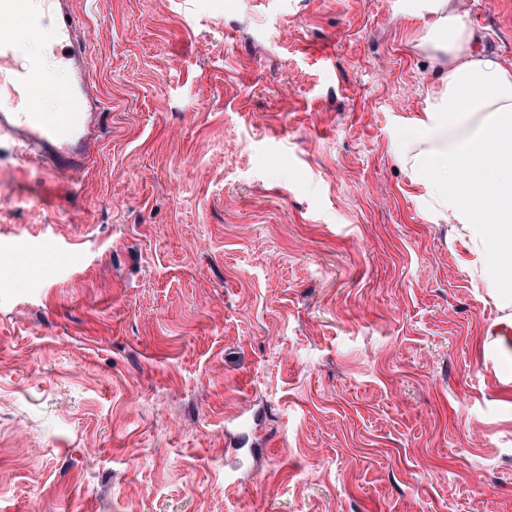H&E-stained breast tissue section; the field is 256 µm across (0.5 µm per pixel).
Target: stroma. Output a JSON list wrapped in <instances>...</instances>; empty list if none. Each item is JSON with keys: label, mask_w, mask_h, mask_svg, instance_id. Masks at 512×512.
Wrapping results in <instances>:
<instances>
[{"label": "stroma", "mask_w": 512, "mask_h": 512, "mask_svg": "<svg viewBox=\"0 0 512 512\" xmlns=\"http://www.w3.org/2000/svg\"><path fill=\"white\" fill-rule=\"evenodd\" d=\"M432 6L77 0L93 161L0 143V512H512V246L391 149Z\"/></svg>", "instance_id": "stroma-1"}]
</instances>
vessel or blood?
I'll return each instance as SVG.
<instances>
[{
  "instance_id": "vessel-or-blood-1",
  "label": "vessel or blood",
  "mask_w": 512,
  "mask_h": 512,
  "mask_svg": "<svg viewBox=\"0 0 512 512\" xmlns=\"http://www.w3.org/2000/svg\"><path fill=\"white\" fill-rule=\"evenodd\" d=\"M0 0V142L23 146L59 179L82 170L100 140L102 105L89 92L92 61L78 28L75 0ZM46 38L45 56L57 57L62 77L43 59L14 64L24 42Z\"/></svg>"
}]
</instances>
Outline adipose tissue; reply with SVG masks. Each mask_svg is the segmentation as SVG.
Listing matches in <instances>:
<instances>
[{"instance_id": "ef3b65f1", "label": "adipose tissue", "mask_w": 512, "mask_h": 512, "mask_svg": "<svg viewBox=\"0 0 512 512\" xmlns=\"http://www.w3.org/2000/svg\"><path fill=\"white\" fill-rule=\"evenodd\" d=\"M423 44L434 53L425 106L394 145L436 220L512 225V70L480 51L451 0H437ZM473 161V173L458 172Z\"/></svg>"}]
</instances>
